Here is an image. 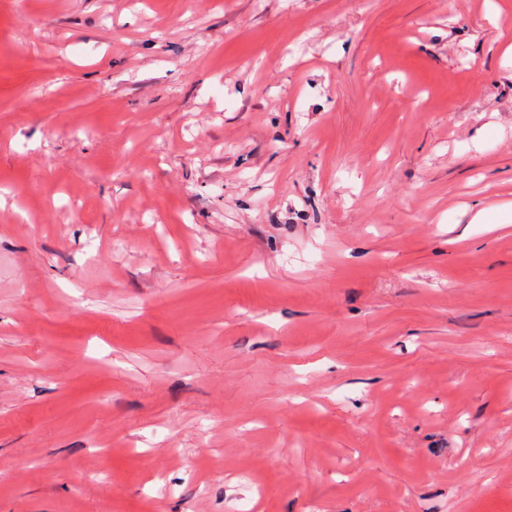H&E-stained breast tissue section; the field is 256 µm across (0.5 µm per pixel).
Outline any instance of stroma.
<instances>
[{"instance_id":"stroma-1","label":"stroma","mask_w":512,"mask_h":512,"mask_svg":"<svg viewBox=\"0 0 512 512\" xmlns=\"http://www.w3.org/2000/svg\"><path fill=\"white\" fill-rule=\"evenodd\" d=\"M512 0H0V512H512Z\"/></svg>"}]
</instances>
